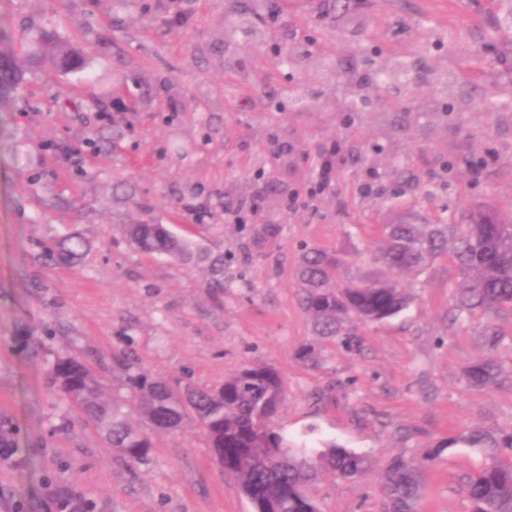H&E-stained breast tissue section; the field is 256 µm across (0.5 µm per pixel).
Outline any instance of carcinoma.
<instances>
[{
	"label": "carcinoma",
	"instance_id": "1",
	"mask_svg": "<svg viewBox=\"0 0 512 512\" xmlns=\"http://www.w3.org/2000/svg\"><path fill=\"white\" fill-rule=\"evenodd\" d=\"M36 59L64 70H78L76 50L42 38ZM24 80V71L0 29V104L12 99ZM119 230L136 249L173 260L202 264L208 286L224 288V255L194 246L166 224H122ZM86 243L79 236L57 241L44 251L53 263L78 260ZM448 249V225L404 221L386 227L385 244L374 261L390 276L345 287L336 286L339 256L315 247L301 254L297 271L299 300L316 341L299 347L296 360L305 367L322 363L321 340L357 345L355 325L379 323L406 310L411 295L404 278L421 272L427 261ZM453 257L463 280L452 292L450 322L480 316L481 340L490 355L472 361L464 371L468 385L493 387L512 380L507 367L491 355L504 342L497 320L512 315V218H503L486 206L469 210L460 224ZM112 369L121 375L123 395H105L97 371ZM51 379L59 394L92 425L127 465L150 461L152 434L178 430L190 416L205 433L212 455L238 483L255 512H319L306 486L320 473L354 479L370 468L364 455L333 442L317 448L283 434L277 418L285 402L282 377L272 367L247 363L212 388L182 389L138 365L133 353L112 355V365L101 358H56ZM457 444L482 450L487 461L466 477L467 512H512V429L469 426L427 449L419 461L404 451L388 457L381 492L384 512H416L424 483L425 463Z\"/></svg>",
	"mask_w": 512,
	"mask_h": 512
}]
</instances>
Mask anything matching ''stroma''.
Returning a JSON list of instances; mask_svg holds the SVG:
<instances>
[{
  "mask_svg": "<svg viewBox=\"0 0 512 512\" xmlns=\"http://www.w3.org/2000/svg\"><path fill=\"white\" fill-rule=\"evenodd\" d=\"M231 0H0V27L26 59L35 29L81 51L72 73L44 66L0 107V512H253L186 422L153 437L129 471L53 388L71 351L134 352L172 384L211 388L246 363L275 368L278 426L371 457L351 480L319 476L321 512H381L390 451L477 425L512 428V384L470 387L486 356L480 320L449 326L460 278L450 255L410 275L409 307L359 326L360 346L311 340L298 300L304 248L340 253L344 282L387 277L373 262L383 225H457L472 204L512 212V0H256L279 14L253 45L224 49ZM306 43L299 66L280 50ZM406 61L417 82L375 73ZM447 73V85L438 76ZM334 161L318 186L325 158ZM166 224L223 253L225 287L200 267L140 252L123 224ZM78 235L71 265L43 247ZM483 456L461 445L426 468L419 512H465Z\"/></svg>",
  "mask_w": 512,
  "mask_h": 512,
  "instance_id": "stroma-1",
  "label": "stroma"
}]
</instances>
